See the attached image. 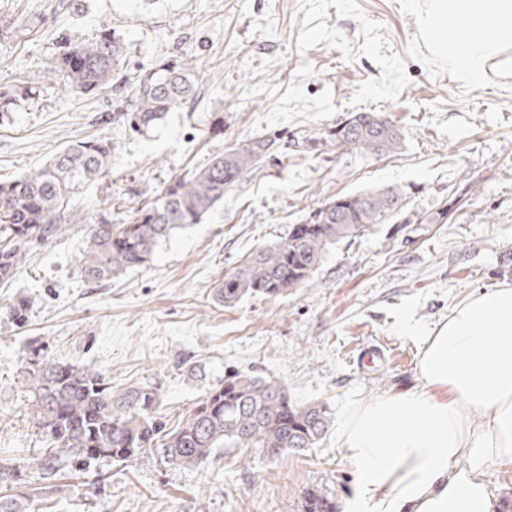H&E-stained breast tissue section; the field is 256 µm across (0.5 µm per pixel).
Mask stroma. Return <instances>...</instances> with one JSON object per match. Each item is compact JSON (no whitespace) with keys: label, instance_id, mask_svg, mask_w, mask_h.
Listing matches in <instances>:
<instances>
[{"label":"stroma","instance_id":"1","mask_svg":"<svg viewBox=\"0 0 512 512\" xmlns=\"http://www.w3.org/2000/svg\"><path fill=\"white\" fill-rule=\"evenodd\" d=\"M409 0H0V179L48 162L72 141L109 139L113 221L137 196L255 138L269 156L202 220L175 230L152 260L95 287L78 274L86 219L98 186L74 197L67 233L31 243L10 286L0 287V463L50 512H303L309 491L346 512L352 465L339 449L344 412L355 402L418 383L421 334L464 297L512 282L499 274L512 253V77L459 80L421 45ZM110 26L125 42L128 77L163 56L190 57L199 90L148 134L112 112L114 90L70 93L48 68L61 36L88 40ZM380 112L404 136L400 153L352 154L323 138L350 112ZM224 130L214 133L215 119ZM399 187L402 207L350 241L329 247L306 287L288 295L217 304L213 288L257 248L328 198ZM134 195H127V188ZM29 320L8 317L17 299ZM406 353L404 363L363 366L372 342ZM60 361L96 363L113 386L159 387L156 414L181 424L225 371L272 377L300 404L325 403L334 420L316 447L268 458L223 448L183 468L147 452L130 465L103 460L37 481L43 446L20 367L30 346ZM203 366L187 374L183 363Z\"/></svg>","mask_w":512,"mask_h":512}]
</instances>
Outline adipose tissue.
Returning a JSON list of instances; mask_svg holds the SVG:
<instances>
[{
  "label": "adipose tissue",
  "instance_id": "obj_1",
  "mask_svg": "<svg viewBox=\"0 0 512 512\" xmlns=\"http://www.w3.org/2000/svg\"><path fill=\"white\" fill-rule=\"evenodd\" d=\"M428 54L471 84L512 73V0H414ZM417 387L341 420L347 512H492L480 474L512 461V284L466 297L426 333Z\"/></svg>",
  "mask_w": 512,
  "mask_h": 512
}]
</instances>
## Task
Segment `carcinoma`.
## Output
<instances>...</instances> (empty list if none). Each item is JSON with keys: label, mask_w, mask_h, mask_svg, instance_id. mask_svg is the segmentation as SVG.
<instances>
[{"label": "carcinoma", "mask_w": 512, "mask_h": 512, "mask_svg": "<svg viewBox=\"0 0 512 512\" xmlns=\"http://www.w3.org/2000/svg\"><path fill=\"white\" fill-rule=\"evenodd\" d=\"M124 42L114 29H103L87 43L62 41L49 71L81 97L100 95L112 82L125 94L112 113L142 134L167 113L197 94L195 65L175 58L139 71L123 73ZM326 139L351 153L389 156L403 148L402 131L378 112H353L328 129ZM272 143L254 139L215 156L204 168L171 179L155 198L142 201L128 221L112 214V183L104 186L98 219L89 222L78 259L82 278L92 284L148 263L172 232L198 224L245 174L263 162ZM112 143L104 138L78 140L50 163L7 182H0V283L10 282L24 264L27 244L48 239L74 223L73 198L83 185L109 178ZM403 194L392 186L329 199L292 224L288 236L249 253L224 274L215 300L231 307L250 296L276 299L312 279L329 246L383 224L401 208ZM29 300L22 298L8 316L18 325L28 319ZM22 380L32 400L43 450L35 459L37 473L53 478L66 468L84 469L94 461L127 463L149 451L166 462L196 467L221 448H254L270 458L313 448L331 425L327 406L300 405L273 378L229 372L224 383L210 388L177 428L168 431L154 416L159 387L112 386L104 370L93 364L61 362L38 346L23 357ZM26 492L0 494V512H31ZM305 512H337L324 493L305 496Z\"/></svg>", "instance_id": "cac0c4a2"}]
</instances>
